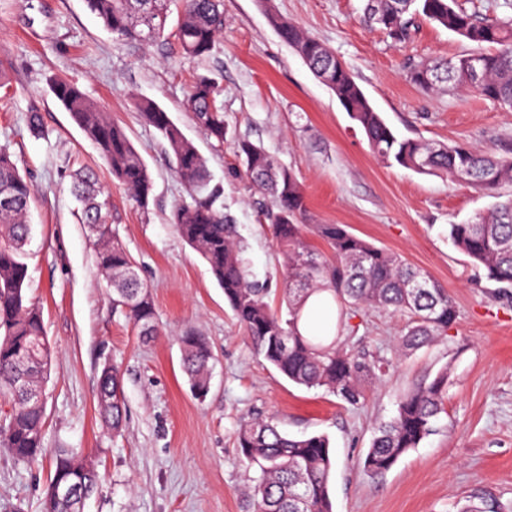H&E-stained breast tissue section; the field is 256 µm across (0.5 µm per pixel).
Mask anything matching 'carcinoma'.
<instances>
[{
	"mask_svg": "<svg viewBox=\"0 0 512 512\" xmlns=\"http://www.w3.org/2000/svg\"><path fill=\"white\" fill-rule=\"evenodd\" d=\"M87 8L118 38L143 46H163L171 6L178 19L174 37L189 57L207 59L224 33V0H85ZM364 18L397 43L409 36L415 20L433 22L475 45L450 58L409 67L407 78L429 93L465 88L512 111V14H481L457 0H365ZM270 21L281 39L327 86L366 137L372 153L386 164L420 174L443 176L453 184L497 198L512 186V156L467 145L434 143L401 137L377 112L352 74L322 42L277 15ZM49 88L85 137L95 146L112 177L136 202L145 204L151 177L123 127L71 80L49 79ZM221 72L207 69L194 78L187 107L207 137L224 143L228 129L220 100ZM135 106L144 122L167 145L174 167L190 186L191 201L178 206L171 223L204 260L224 288V299L245 329L254 353L289 382L356 405L362 384L383 371L350 348L349 321L363 309H379L406 317L399 349L412 351L445 335L455 323V302L427 272L410 266L397 253L378 247L344 224H312L306 197L295 173L261 146L246 139L236 143L242 174L254 192L269 200L267 219L282 258L279 293L285 309L274 308L269 291L250 280L243 248L224 216V186L214 181L207 159L197 150L169 112L148 97ZM72 194L81 206L82 223L96 244V263L112 289L115 310L124 314L146 338L158 334L148 287L111 224L109 196L96 187L92 174H79ZM33 188L6 150L0 148V394L13 407L0 424V447L21 463L47 460L48 486L77 477L89 487L98 481L95 466L74 448H44L45 403L26 400L18 379L30 391L45 394L51 347L39 309L27 296L25 245L32 234L28 212ZM322 240L330 255L316 252L307 232ZM448 239L485 271V277L512 288V197L464 224L448 225ZM333 314L331 328L316 329L307 309ZM182 367L199 397L210 389L214 356L208 341L192 331L180 336ZM448 369L404 394L396 415L382 424L363 468L370 474L388 471L399 458L433 431L443 411ZM98 413L112 432L125 423L116 367L102 369L97 389ZM236 447L242 461L259 468L246 491L252 512H333L329 480L334 465L330 441L323 434L293 437L275 421L255 417L241 426ZM77 503L44 497L43 512H79ZM456 512H512L488 491L468 496Z\"/></svg>",
	"mask_w": 512,
	"mask_h": 512,
	"instance_id": "cac0c4a2",
	"label": "carcinoma"
}]
</instances>
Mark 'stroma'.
Wrapping results in <instances>:
<instances>
[{"label": "stroma", "instance_id": "35a3bbf8", "mask_svg": "<svg viewBox=\"0 0 512 512\" xmlns=\"http://www.w3.org/2000/svg\"><path fill=\"white\" fill-rule=\"evenodd\" d=\"M298 24L352 72L372 106L400 135L512 150V112L466 91L431 94L406 77L410 63L448 58L471 45L419 22L395 43L363 22V0H224V35L206 60L184 56L176 39L164 49L118 39L84 0H0V148L31 181L33 237L27 293L41 309L52 350L44 445L82 448L100 474L84 512H247L245 487L256 468L240 461L244 420L274 418L292 436H328L334 512H454L460 498L485 489L512 505V288L486 279L448 239V227L491 207L490 197L441 176L387 165L335 95L278 35L270 15ZM222 72L224 143L195 124L186 100L193 77ZM77 81L122 126L152 180L138 205L47 80ZM161 104L224 185V214L236 228L251 278L275 288L282 261L259 194L234 174L236 142L262 146L290 168L313 223L344 224L376 246L425 270L456 303L457 319L431 347L403 355V316L364 310L351 320L354 351L387 363L359 404L282 377L257 357L235 322L208 266L170 222L189 202L157 131L135 109L137 97ZM39 112L41 136L29 130ZM93 170L112 200L116 231L148 285L161 333L142 341L114 311L98 273L95 245L70 192L71 176ZM205 336L215 364L205 397L192 393L179 338ZM117 366L126 425L113 434L98 414L105 364ZM448 372L445 410L433 432L388 471L361 462L377 426L397 412L401 395ZM49 471L18 463L0 447V512H42Z\"/></svg>", "mask_w": 512, "mask_h": 512}]
</instances>
